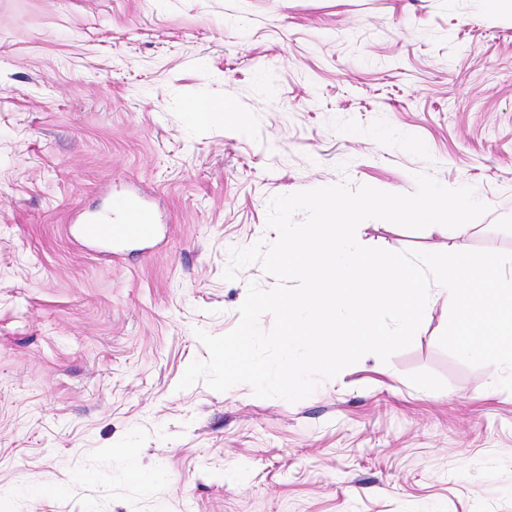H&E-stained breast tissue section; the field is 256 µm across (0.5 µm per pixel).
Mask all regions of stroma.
Segmentation results:
<instances>
[{
  "label": "stroma",
  "instance_id": "35a3bbf8",
  "mask_svg": "<svg viewBox=\"0 0 512 512\" xmlns=\"http://www.w3.org/2000/svg\"><path fill=\"white\" fill-rule=\"evenodd\" d=\"M234 101L242 123L192 124ZM427 174L512 253V14L494 0H0V512H512V392L408 349L309 397L177 390L239 322L271 198ZM131 199L157 240L97 254L71 210ZM448 228L359 242L444 252ZM186 112L190 119L197 124H203L213 120L220 112H224L222 114L224 115L225 120H230L232 122L239 121L241 116V111L237 105L230 100H226L220 105H214L207 102H195L188 106Z\"/></svg>",
  "mask_w": 512,
  "mask_h": 512
}]
</instances>
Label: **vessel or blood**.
<instances>
[{
  "mask_svg": "<svg viewBox=\"0 0 512 512\" xmlns=\"http://www.w3.org/2000/svg\"><path fill=\"white\" fill-rule=\"evenodd\" d=\"M76 233L83 240L110 244L152 239L156 226L151 216L135 205H127L105 217H82L76 221Z\"/></svg>",
  "mask_w": 512,
  "mask_h": 512,
  "instance_id": "1",
  "label": "vessel or blood"
}]
</instances>
